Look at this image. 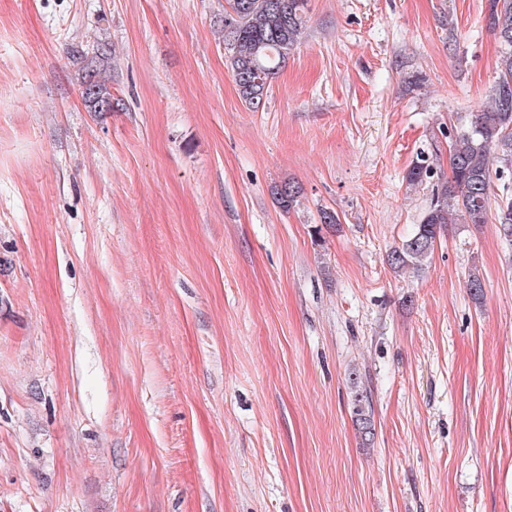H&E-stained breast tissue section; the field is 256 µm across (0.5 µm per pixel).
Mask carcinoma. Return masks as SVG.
<instances>
[{"mask_svg":"<svg viewBox=\"0 0 512 512\" xmlns=\"http://www.w3.org/2000/svg\"><path fill=\"white\" fill-rule=\"evenodd\" d=\"M220 19L225 58L245 104L261 106L271 79L288 60L305 30L308 0H227ZM487 25L496 36L500 52L497 77L484 109L474 112L468 125L450 137L451 175L439 177L431 162L421 157L407 171L411 185L427 184L431 199L414 234L387 254L397 274L420 272L430 259L435 243L450 224H484L491 196L495 194L494 159L512 163V0H487ZM80 88L103 101L112 98L107 74L110 49L100 44L80 51ZM280 207L289 211L299 203L301 188L284 183L275 192ZM496 222L512 237V196L499 197ZM352 393V412L362 440L374 431L373 402L360 371L347 373Z\"/></svg>","mask_w":512,"mask_h":512,"instance_id":"obj_1","label":"carcinoma"}]
</instances>
